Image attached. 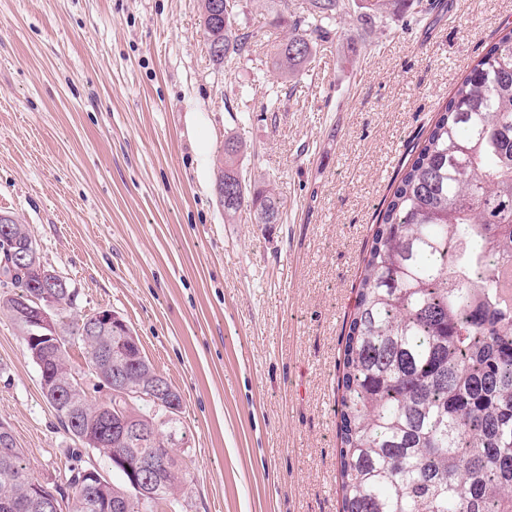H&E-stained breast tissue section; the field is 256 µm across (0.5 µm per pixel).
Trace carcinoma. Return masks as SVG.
Returning a JSON list of instances; mask_svg holds the SVG:
<instances>
[{"label": "carcinoma", "instance_id": "carcinoma-1", "mask_svg": "<svg viewBox=\"0 0 512 512\" xmlns=\"http://www.w3.org/2000/svg\"><path fill=\"white\" fill-rule=\"evenodd\" d=\"M201 0L202 36L218 65H231L251 48L252 33L238 23L239 0L215 14ZM415 0H357L356 21L373 24L404 15ZM342 11L339 0H309L300 13L273 0L269 26L283 33L270 43L273 72L308 70L318 42ZM218 159L216 185L235 197L224 222L274 224L282 202L274 179L243 175L246 145L231 135ZM36 247L27 225L0 216L4 248ZM0 312L20 336H40L28 295L17 294L0 267ZM53 317L61 353L35 362L50 384L72 376L67 343L73 339L97 361L98 384L112 380V336H91L75 310L69 285L53 289ZM152 365L130 367L128 387L149 381ZM337 401L338 474L342 512H512V30L471 66L448 97L379 214L367 250L356 304L342 350ZM52 408L76 441L103 429L85 449L86 465L72 470L67 489L33 477L24 452L0 446V512H35L40 490L66 497V512H182L188 471L169 431L186 442L181 418L155 427L163 411L140 400L121 416L152 430L139 445L112 434L97 402L78 385L58 386ZM154 462L152 471L144 465ZM92 468L99 478L90 482ZM146 477L156 497L130 493L132 476Z\"/></svg>", "mask_w": 512, "mask_h": 512}]
</instances>
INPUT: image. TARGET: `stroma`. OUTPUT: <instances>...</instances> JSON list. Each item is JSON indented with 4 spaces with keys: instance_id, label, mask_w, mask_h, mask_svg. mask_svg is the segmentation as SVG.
I'll list each match as a JSON object with an SVG mask.
<instances>
[{
    "instance_id": "35a3bbf8",
    "label": "stroma",
    "mask_w": 512,
    "mask_h": 512,
    "mask_svg": "<svg viewBox=\"0 0 512 512\" xmlns=\"http://www.w3.org/2000/svg\"><path fill=\"white\" fill-rule=\"evenodd\" d=\"M242 5L254 38L227 71L200 0H0V214L181 394L186 512H339L338 366L373 226L512 0H418L363 29L342 14L272 100L255 94L268 2ZM228 135L246 175L274 176L278 223H225ZM0 421L40 483H65L78 444L2 315Z\"/></svg>"
}]
</instances>
